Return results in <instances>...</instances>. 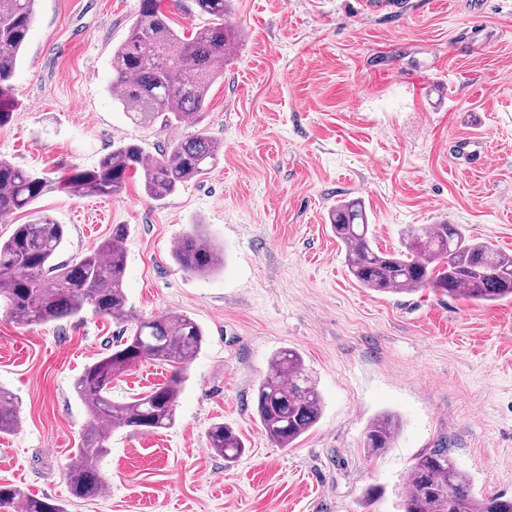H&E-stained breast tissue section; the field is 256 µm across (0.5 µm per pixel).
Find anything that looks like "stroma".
<instances>
[{"label":"stroma","instance_id":"stroma-1","mask_svg":"<svg viewBox=\"0 0 512 512\" xmlns=\"http://www.w3.org/2000/svg\"><path fill=\"white\" fill-rule=\"evenodd\" d=\"M232 0L236 54L212 85L200 127L138 125L110 91L112 52L138 0H37L12 79L0 159L56 179L133 141L158 156L203 129L224 146L203 178L161 201L140 177L112 197L48 189L36 210L66 225L58 259L128 227L124 289L133 313L190 316L205 340L171 428L113 429L100 462L102 498L71 495L66 466L88 423L74 385L122 330L84 311L49 324L15 322L0 304V387L22 425L0 434V482L66 512H402L415 458L448 448L474 495L512 496V299L474 303L420 289L376 294L349 276L328 212L366 204L380 248L409 224L448 222L512 253V0ZM478 137L487 168L457 161ZM202 225L224 250L208 276L182 270L175 243ZM298 351L323 401L292 446L271 444L254 411L277 351ZM170 375L145 362L112 398ZM401 421L393 448L368 455L367 424ZM246 446L233 464L208 446L212 423ZM378 496L366 500L368 488Z\"/></svg>","mask_w":512,"mask_h":512}]
</instances>
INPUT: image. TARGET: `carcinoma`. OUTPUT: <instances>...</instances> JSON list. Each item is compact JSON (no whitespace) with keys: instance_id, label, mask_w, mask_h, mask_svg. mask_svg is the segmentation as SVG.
Masks as SVG:
<instances>
[{"instance_id":"carcinoma-1","label":"carcinoma","mask_w":512,"mask_h":512,"mask_svg":"<svg viewBox=\"0 0 512 512\" xmlns=\"http://www.w3.org/2000/svg\"><path fill=\"white\" fill-rule=\"evenodd\" d=\"M164 2L139 0L128 37L112 51V88L123 111L137 124L160 118L167 125L196 126L224 61L238 49L239 34L224 24L228 0H193L209 23L191 33L174 27L172 10ZM35 4L36 0H0V127L11 121V79L35 19ZM222 155L223 147L202 130L170 141L151 159L140 145L121 143L96 167L73 168L55 185L71 195L112 196L138 174L147 196L160 201L208 174ZM48 187L46 178L0 159V216L31 210ZM331 230L344 246L349 274L363 288L389 294L430 288L480 303L512 298V255L469 237L459 224L408 225L401 232L402 248L383 250L365 205L357 198L336 204ZM126 234L125 225H116L111 238L75 263L55 262L67 228L46 216L36 214L0 238V300L16 322L46 324L89 308L130 326L128 334L89 364L75 384L89 416L67 471L71 494L79 499H96L106 492L108 481L100 462L108 453L109 427L154 431L174 424L187 367L204 340L200 325L186 314L132 315L123 288L126 256L121 243ZM173 258L183 270L206 276L224 266V249L196 224L181 238ZM146 361L170 366L167 382L145 395L113 401L112 381ZM255 406L267 437L279 448L289 447L314 426L321 398L298 352L282 349L274 354L258 384ZM20 426L18 401L0 389V433H13ZM399 428V421L389 414L371 421L365 431L367 453L376 456L392 447ZM208 445L228 464L245 453L241 438L222 423L209 428ZM409 479L403 512H512V498L474 496L469 475L446 448L420 456ZM20 501L25 502L24 512H65L50 498L30 497L12 484L0 483L1 510Z\"/></svg>"}]
</instances>
